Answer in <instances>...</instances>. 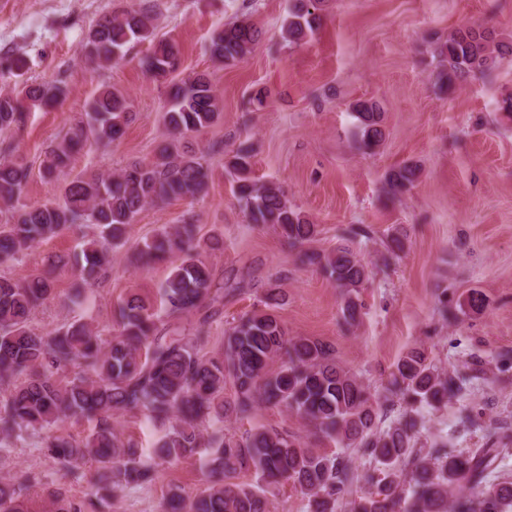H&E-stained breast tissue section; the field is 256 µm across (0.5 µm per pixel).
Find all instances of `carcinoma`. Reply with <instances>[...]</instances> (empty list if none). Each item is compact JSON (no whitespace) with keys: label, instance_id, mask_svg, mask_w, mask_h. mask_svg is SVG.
<instances>
[{"label":"carcinoma","instance_id":"1","mask_svg":"<svg viewBox=\"0 0 512 512\" xmlns=\"http://www.w3.org/2000/svg\"><path fill=\"white\" fill-rule=\"evenodd\" d=\"M320 0H291L282 38L304 43L321 25ZM261 31L243 19L216 29L208 44L213 62L231 65L244 59ZM148 43L140 60L144 71L166 84L162 122L168 141L149 162H135L118 173L71 176L75 156L107 148L124 134L134 114L127 97L110 86L97 90L88 108L45 151L43 177L64 181L63 202L36 207L20 204L29 178L24 159L10 146L0 149V267H10L40 241L83 224L97 234L83 240L79 254H60L54 269L68 270L76 287L67 305L81 306L86 290L109 274L112 249L122 245L127 228L148 205L193 201L205 194L211 171L203 152L187 138L220 117L219 97L211 78L200 73L176 79L178 45L157 37L153 11L119 9L103 15L83 45L91 66L103 68L125 57L134 44ZM436 78L451 90L483 76L512 57V41L488 28L466 27L434 44ZM62 79L21 88L0 86V131L23 128L30 110L53 108L67 95ZM358 149L371 153L385 139L384 112L373 100L353 107ZM232 192L249 222L271 228L298 259L319 271L342 292V317L358 321L367 266L344 239L329 251L306 244L317 225L302 215L285 191L253 176L252 156L238 149L227 161ZM421 170L403 163L384 178L388 195L399 197L415 187ZM136 261L148 268L169 262L155 307L138 294L128 296L111 326L73 319L46 332L31 327L32 314L54 298L53 272L18 278L0 276V453L25 434L41 435V449L68 474L94 468V496L108 502L118 493L157 477L144 451L124 440L117 419L139 413L162 435L152 454L163 463L205 459L207 480L188 493L173 485L160 512H269L272 486L290 483L306 498L307 512H512V479L487 480L505 456L504 448L455 452L436 445L417 447L422 411L437 409L465 390L466 380L439 370L421 348L401 356L382 397L372 394L354 373L336 362L334 347L309 337H290L277 309L285 297L272 285L263 308L244 314L224 330L222 351L205 352L212 324L224 309V287L214 285L202 259L198 225L190 215L182 223L158 229L138 249ZM231 395H226V389ZM406 402L405 412L382 423V402ZM283 407L317 437L340 448L362 451L379 475H366L375 490L349 501L354 480L350 460L336 452L310 448L301 437L275 428L256 427L237 435L224 432L226 419L247 420L259 406ZM67 420L86 421L81 437L57 435L52 428ZM251 474L254 481L243 477ZM28 480L0 477V512H35L24 499ZM477 487V496L461 495ZM48 512H85L55 488L47 491Z\"/></svg>","mask_w":512,"mask_h":512}]
</instances>
